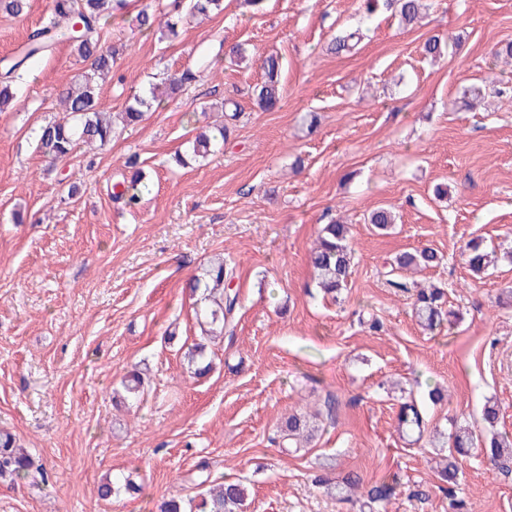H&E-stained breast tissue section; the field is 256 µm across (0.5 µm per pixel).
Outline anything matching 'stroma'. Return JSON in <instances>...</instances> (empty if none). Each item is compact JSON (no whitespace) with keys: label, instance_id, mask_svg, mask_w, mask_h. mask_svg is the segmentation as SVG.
<instances>
[{"label":"stroma","instance_id":"stroma-1","mask_svg":"<svg viewBox=\"0 0 512 512\" xmlns=\"http://www.w3.org/2000/svg\"><path fill=\"white\" fill-rule=\"evenodd\" d=\"M145 2L106 25L101 46L117 51L108 110L212 40L245 44L248 58L217 63L138 126L60 162L36 153L32 131L87 69L70 46L35 61L15 109L0 112V431L33 460L26 478H0V512H159L223 481L247 485L245 512H448L453 497L464 512H512V460L494 467L472 449L447 490L429 438L399 428L412 402L428 429L480 432L489 403L512 436V93L484 88L492 74L512 86V60L492 56L512 42V0H424L413 25L392 4L366 15L364 0L258 11L224 0L166 39L136 28ZM49 13L50 0L0 12V58ZM360 24L368 38L336 52L337 32ZM437 34L455 43L434 62L422 47ZM269 54L283 60V101L264 111L253 88ZM469 88L485 91L473 108ZM228 98L241 114L223 152L179 166ZM134 153L149 189L129 206L111 192ZM381 204L398 216L385 234L365 222ZM338 218L353 272L334 299L316 288L309 254ZM472 240L496 256L481 279L463 253ZM425 247L439 264L400 278L446 289L453 316L434 336L386 276ZM219 261L235 268L239 303L232 327L205 342L186 283ZM200 341L203 377L187 357ZM134 369L144 385L130 395L121 381ZM296 412L316 433L290 454L279 436ZM349 473L363 491L392 476L398 486L369 511L363 491L337 495ZM108 477L137 490L100 498Z\"/></svg>","mask_w":512,"mask_h":512}]
</instances>
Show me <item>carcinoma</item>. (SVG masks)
Returning a JSON list of instances; mask_svg holds the SVG:
<instances>
[{
    "instance_id": "obj_1",
    "label": "carcinoma",
    "mask_w": 512,
    "mask_h": 512,
    "mask_svg": "<svg viewBox=\"0 0 512 512\" xmlns=\"http://www.w3.org/2000/svg\"><path fill=\"white\" fill-rule=\"evenodd\" d=\"M127 0H52L51 19L32 31L26 42L11 57L0 60V112L15 106L18 84L27 73L30 63L43 56L49 49L60 42L72 46L77 55L90 62V68L81 81L63 90L59 95L62 117L51 121L35 131L37 152L51 162L67 159L80 144L97 143L101 146L112 140V123L107 116L102 98V84L112 73L115 52H105L101 48V38L105 25L125 9ZM402 21L412 24L420 18L421 0H398ZM223 10V0H180L173 9L177 21L167 20L165 28L170 34L176 33L177 22L196 17H208ZM448 49V42L440 37H430L423 44V51L432 58L443 56ZM224 41H219L218 53L201 55L191 67L185 68L169 80L170 94L175 95L187 84L196 80L202 71L211 69L213 61L222 58ZM263 79L256 89L257 104L265 111L278 107L282 98L281 71L282 60L277 55H268L263 59ZM167 99L159 95L157 87L135 95L125 106V118L129 125H135L144 119L148 112L162 107ZM224 125L213 130L202 131L191 141L188 149L201 160L223 150L224 142L230 136V125L237 120L241 109L232 100L224 101ZM125 167L132 169L130 176L113 185L114 196L132 205L137 203L142 193L147 190L142 171L137 168V158L131 157ZM369 223L379 231L387 230L396 221V215L387 207L373 210ZM349 228L345 224L332 221L322 228L317 246L311 255V264L317 273V287L332 296L347 287L352 268V252L348 242ZM465 252L468 264L476 274H483L489 267V255L481 243H467ZM439 263L438 255L431 249L415 253H405L395 259L397 269L408 267H430ZM233 267L224 262L212 266L204 277H194L188 282L191 292L202 291V306L197 318L204 332L211 336L224 335V328L233 324L238 294L231 288ZM412 312L418 324L433 332L442 328L451 312L446 309V293L441 286L431 284L427 287L414 286ZM191 362L197 364L195 373L203 375L211 369L212 362L206 360L205 347L195 346L191 353ZM309 429V422L303 416L292 414L282 429V440L296 445L304 431ZM401 429L406 434H422L424 420L414 403L403 407ZM454 453L448 455L439 474L441 479L452 484L456 481L459 466L457 456L465 455L476 445V437L471 429L460 427L450 436ZM487 454L493 461L512 459V441L508 438H492ZM32 466L30 456L15 446V441L8 434L0 435V477L23 478ZM247 499V489L241 483H225L210 489L196 505V512H240Z\"/></svg>"
}]
</instances>
